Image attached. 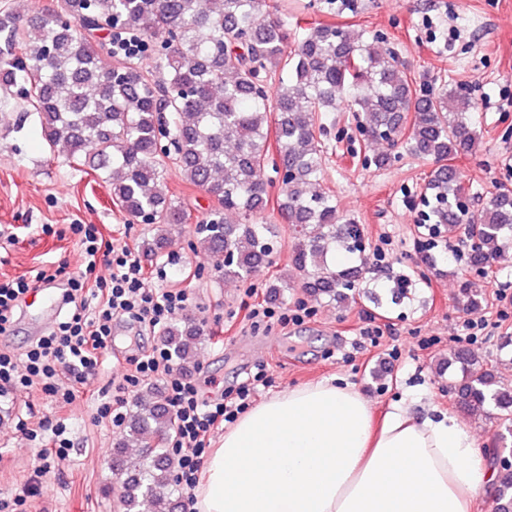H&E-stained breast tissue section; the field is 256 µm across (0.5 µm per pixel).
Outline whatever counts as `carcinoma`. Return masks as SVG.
<instances>
[{
  "instance_id": "carcinoma-1",
  "label": "carcinoma",
  "mask_w": 512,
  "mask_h": 512,
  "mask_svg": "<svg viewBox=\"0 0 512 512\" xmlns=\"http://www.w3.org/2000/svg\"><path fill=\"white\" fill-rule=\"evenodd\" d=\"M267 7V0H55L24 24L1 10L0 90L19 94L49 147L104 174L113 203L153 225L144 241L150 252L165 248L170 227L190 218L188 204L168 195L167 169L158 161L169 134L175 169L216 201L197 234L224 279L248 278L275 250L260 223L271 203L261 173L270 166L281 176L279 220L298 234L293 265L306 292L343 302L370 286L361 228L321 188L325 144L317 132L336 124L339 102L358 119L365 165H392L400 143L434 163L427 190L436 206L425 220L448 225L451 234L466 226L471 267L483 271L512 246V189L494 194L477 214L458 206L464 187L450 161L476 155L480 143L461 88H416L376 33L320 24L293 39ZM109 27L142 44L115 53L101 35ZM156 39L154 64L145 68L139 57ZM229 212L242 221L228 222ZM337 251L353 261L334 266L328 257ZM459 295L467 309L482 306L467 278ZM200 339V328L176 320L164 342L182 366ZM447 364L460 373L457 406L492 416L494 446L505 448L512 387L464 346ZM134 406L110 464L122 512H180L175 462L160 440L175 426L161 386L141 389ZM494 473L496 499L512 497V465Z\"/></svg>"
}]
</instances>
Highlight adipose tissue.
Wrapping results in <instances>:
<instances>
[{"label": "adipose tissue", "instance_id": "adipose-tissue-1", "mask_svg": "<svg viewBox=\"0 0 512 512\" xmlns=\"http://www.w3.org/2000/svg\"><path fill=\"white\" fill-rule=\"evenodd\" d=\"M373 411L336 377L258 403L211 449L197 512H474L494 474L472 429L403 398Z\"/></svg>", "mask_w": 512, "mask_h": 512}]
</instances>
